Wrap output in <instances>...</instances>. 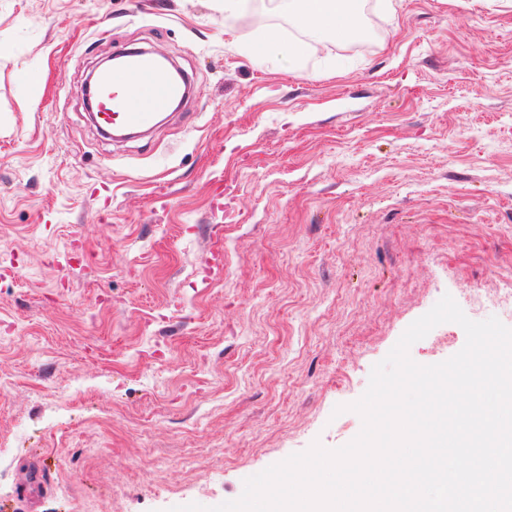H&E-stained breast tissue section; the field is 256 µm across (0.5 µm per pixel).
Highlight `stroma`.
<instances>
[{"label": "stroma", "mask_w": 512, "mask_h": 512, "mask_svg": "<svg viewBox=\"0 0 512 512\" xmlns=\"http://www.w3.org/2000/svg\"><path fill=\"white\" fill-rule=\"evenodd\" d=\"M240 2L228 36L224 0H0V512L235 500L353 440L444 295L512 289V6L359 0L367 37L308 40L300 79L256 49L294 37L277 0ZM121 48L192 79L141 139L83 97Z\"/></svg>", "instance_id": "1"}]
</instances>
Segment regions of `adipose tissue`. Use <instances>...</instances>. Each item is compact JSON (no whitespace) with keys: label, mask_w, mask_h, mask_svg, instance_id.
Instances as JSON below:
<instances>
[{"label":"adipose tissue","mask_w":512,"mask_h":512,"mask_svg":"<svg viewBox=\"0 0 512 512\" xmlns=\"http://www.w3.org/2000/svg\"><path fill=\"white\" fill-rule=\"evenodd\" d=\"M283 6L290 24L301 32L340 39L361 27L352 0H284Z\"/></svg>","instance_id":"obj_1"}]
</instances>
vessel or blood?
<instances>
[{"label":"vessel or blood","mask_w":512,"mask_h":512,"mask_svg":"<svg viewBox=\"0 0 512 512\" xmlns=\"http://www.w3.org/2000/svg\"><path fill=\"white\" fill-rule=\"evenodd\" d=\"M116 66L102 70L94 85V102L100 122L139 134L155 128L162 113L184 96L188 76H172L155 51H116Z\"/></svg>","instance_id":"b4317fda"}]
</instances>
